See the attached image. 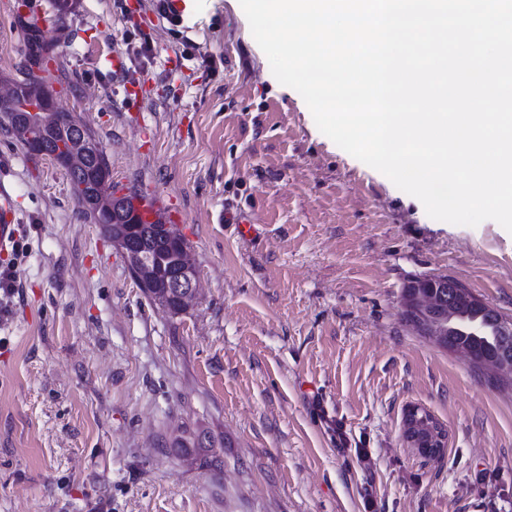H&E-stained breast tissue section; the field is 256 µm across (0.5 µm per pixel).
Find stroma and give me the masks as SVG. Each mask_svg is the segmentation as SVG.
<instances>
[{"instance_id": "stroma-1", "label": "stroma", "mask_w": 512, "mask_h": 512, "mask_svg": "<svg viewBox=\"0 0 512 512\" xmlns=\"http://www.w3.org/2000/svg\"><path fill=\"white\" fill-rule=\"evenodd\" d=\"M8 2L0 83L37 20L58 106L121 192L160 200L199 294L153 305L65 171L0 134L20 244L0 255V512H512V385L416 334L402 299L442 274L512 321V233L429 217L321 133L239 0H184L177 26L156 0ZM413 405L448 431L438 458L405 437ZM184 431L212 466L172 449Z\"/></svg>"}]
</instances>
